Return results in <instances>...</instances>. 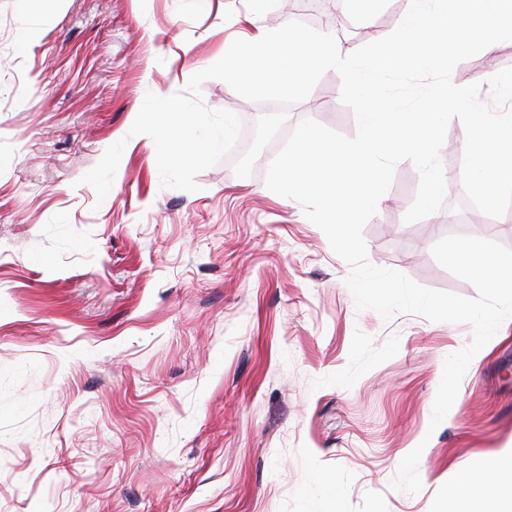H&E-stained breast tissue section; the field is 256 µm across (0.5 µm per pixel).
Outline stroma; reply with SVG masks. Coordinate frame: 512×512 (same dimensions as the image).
Here are the masks:
<instances>
[{"instance_id":"obj_1","label":"stroma","mask_w":512,"mask_h":512,"mask_svg":"<svg viewBox=\"0 0 512 512\" xmlns=\"http://www.w3.org/2000/svg\"><path fill=\"white\" fill-rule=\"evenodd\" d=\"M286 0H0V512H449L473 462L512 448V319L474 357L430 429L446 357L468 324L357 310L348 265L266 169L315 120L356 133L327 71L289 106L250 177L233 156L199 191L165 188L156 148L129 137L146 93L184 91L226 44L286 18ZM405 0H367L388 35ZM512 67V41L459 63L454 84ZM205 104L243 122L262 106L226 83ZM127 139L111 190L80 178ZM443 207L404 214L419 186L396 169L363 236L370 263L475 297L434 259L450 234L512 248L493 225ZM423 446L422 489L391 482Z\"/></svg>"}]
</instances>
